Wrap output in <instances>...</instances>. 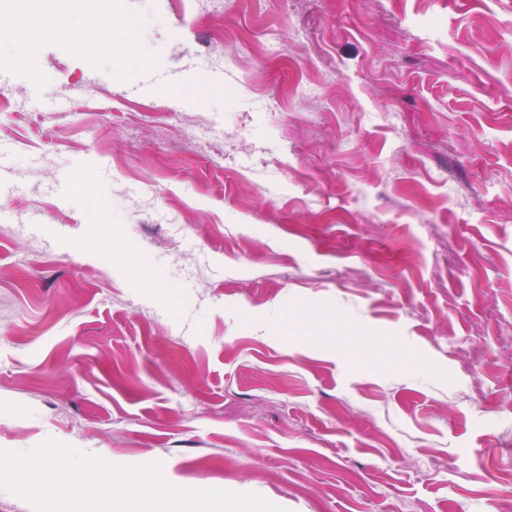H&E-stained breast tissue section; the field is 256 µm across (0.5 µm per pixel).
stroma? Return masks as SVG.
Masks as SVG:
<instances>
[{
    "mask_svg": "<svg viewBox=\"0 0 512 512\" xmlns=\"http://www.w3.org/2000/svg\"><path fill=\"white\" fill-rule=\"evenodd\" d=\"M223 3L112 0L91 84L93 0L0 43V451L512 512V0Z\"/></svg>",
    "mask_w": 512,
    "mask_h": 512,
    "instance_id": "1",
    "label": "stroma"
}]
</instances>
